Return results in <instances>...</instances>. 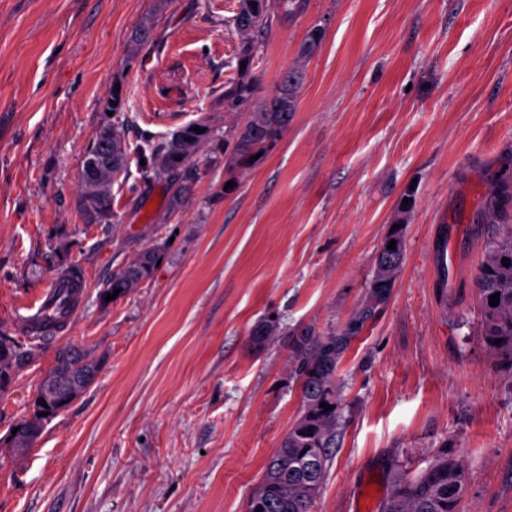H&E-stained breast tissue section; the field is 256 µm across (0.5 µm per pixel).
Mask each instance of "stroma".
Listing matches in <instances>:
<instances>
[{"label": "stroma", "instance_id": "1", "mask_svg": "<svg viewBox=\"0 0 512 512\" xmlns=\"http://www.w3.org/2000/svg\"><path fill=\"white\" fill-rule=\"evenodd\" d=\"M237 5L0 0V336L27 353L0 390V512H246L301 410L294 335L366 304L398 222L391 295L336 373L342 423L313 512H380L398 476L444 449L466 467L459 512H512V363L486 347L476 288L499 235L487 200L512 173V0H309L254 60L259 97L290 67L304 79L245 169L224 149L245 119L224 105ZM148 20L153 44L135 47ZM116 87L130 154L198 120L210 133L174 177L131 162L111 221L91 222L80 172ZM147 248L151 278L104 299ZM68 266L88 281L70 332L18 335ZM269 317L276 335L254 344ZM65 345L99 372L16 453L10 434Z\"/></svg>", "mask_w": 512, "mask_h": 512}]
</instances>
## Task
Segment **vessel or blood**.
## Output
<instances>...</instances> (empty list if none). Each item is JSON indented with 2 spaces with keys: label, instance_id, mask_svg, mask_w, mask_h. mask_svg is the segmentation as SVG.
Instances as JSON below:
<instances>
[{
  "label": "vessel or blood",
  "instance_id": "obj_1",
  "mask_svg": "<svg viewBox=\"0 0 512 512\" xmlns=\"http://www.w3.org/2000/svg\"><path fill=\"white\" fill-rule=\"evenodd\" d=\"M86 287V276L80 270L56 273L18 321V332L45 342L65 336L81 310L80 298Z\"/></svg>",
  "mask_w": 512,
  "mask_h": 512
}]
</instances>
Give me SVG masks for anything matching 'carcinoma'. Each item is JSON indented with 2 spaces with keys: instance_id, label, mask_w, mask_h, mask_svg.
<instances>
[{
  "instance_id": "obj_1",
  "label": "carcinoma",
  "mask_w": 512,
  "mask_h": 512,
  "mask_svg": "<svg viewBox=\"0 0 512 512\" xmlns=\"http://www.w3.org/2000/svg\"><path fill=\"white\" fill-rule=\"evenodd\" d=\"M268 8L244 19H234L239 44L250 48L256 55L262 39L273 27V12L270 5L277 4L290 17L305 9L306 0H264ZM302 81V71L297 67L286 70L280 80L276 94L253 103L257 86L246 81L240 99L226 103L227 111L237 112L250 105L245 123L232 126L228 141L232 142V160L241 166L252 164L251 157L264 154L287 128L292 113L296 111V93ZM107 109L113 112L116 122L104 126L96 136L98 141L123 139L119 128L120 115L126 110L122 92L114 90ZM138 158L145 159L146 168L154 175L169 173V156L174 151L184 154L189 162L195 145H178L174 140L147 143ZM131 157L115 160L112 170L99 176L82 171V210L96 215L101 221L112 219L113 197L110 186L125 172ZM490 222L502 230L503 237L493 244L487 258L481 264L476 277L479 303L482 307L483 335L489 350L512 362V264L503 266L502 259L512 260V179L503 178L494 188L489 200ZM395 248L389 249L390 241ZM401 229L397 228L382 244L374 279L378 285H369V304L358 310L343 327L318 334L306 331L293 340L295 357L294 374L299 381L302 408L298 418L269 460L261 481L252 491L247 512H257L256 505L265 499L273 502L270 512H312V506L322 487L332 448L336 447L341 409L337 400L336 371L353 340L361 334L365 325L374 316L377 308L384 304L391 293L402 261ZM153 270L142 266V259L123 272L112 277L103 289V295L114 290L126 293L134 284L132 277L142 281L151 277ZM499 294V305H489L490 296ZM277 331L274 320H263L251 330L255 344L266 342ZM500 343H495V340ZM85 362V355L73 348L59 351L55 370L66 366L76 367ZM331 405L327 410L321 404ZM45 407L33 401L32 414L20 420L18 440L32 444L37 435L30 431V422L38 418ZM466 474L463 463L452 454L443 451L418 477L397 480L390 497L384 502L381 512H459L458 506L464 491Z\"/></svg>"
}]
</instances>
